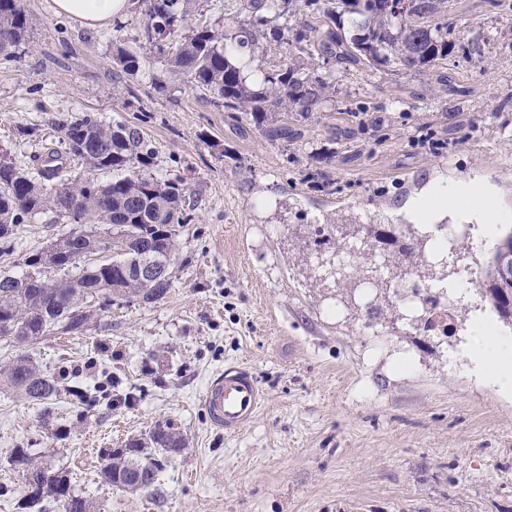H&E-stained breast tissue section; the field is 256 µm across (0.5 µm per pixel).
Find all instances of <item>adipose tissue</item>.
I'll list each match as a JSON object with an SVG mask.
<instances>
[{
    "mask_svg": "<svg viewBox=\"0 0 512 512\" xmlns=\"http://www.w3.org/2000/svg\"><path fill=\"white\" fill-rule=\"evenodd\" d=\"M55 12L96 28L111 23L127 13L128 0H53ZM413 222L436 224L476 223L477 237L493 239L500 224L512 221V215L499 209L494 197L481 190L476 181L453 184L433 183L406 206ZM465 354L480 376L490 381L512 380V354L496 344V330L491 323L473 325L465 343Z\"/></svg>",
    "mask_w": 512,
    "mask_h": 512,
    "instance_id": "ef3b65f1",
    "label": "adipose tissue"
}]
</instances>
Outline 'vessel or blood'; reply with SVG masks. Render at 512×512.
<instances>
[{
	"label": "vessel or blood",
	"instance_id": "1",
	"mask_svg": "<svg viewBox=\"0 0 512 512\" xmlns=\"http://www.w3.org/2000/svg\"><path fill=\"white\" fill-rule=\"evenodd\" d=\"M264 401L251 370L230 365L210 382L201 404L212 426L234 434L252 422Z\"/></svg>",
	"mask_w": 512,
	"mask_h": 512
}]
</instances>
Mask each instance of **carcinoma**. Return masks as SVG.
<instances>
[{"label":"carcinoma","mask_w":512,"mask_h":512,"mask_svg":"<svg viewBox=\"0 0 512 512\" xmlns=\"http://www.w3.org/2000/svg\"><path fill=\"white\" fill-rule=\"evenodd\" d=\"M134 16L114 20L117 33L134 31L139 50L116 48L113 64L135 72L152 61L170 79L207 92L210 102L264 134L288 138V122L336 109L339 76L331 64L360 66L382 78L416 72L455 52L448 25V0H224V15L205 18L207 0H132ZM33 19L23 0H0V60L19 59ZM288 36V59L270 60L267 34ZM58 140L20 158L0 147V258L14 255L20 226L50 216L71 224L60 236L66 255L43 267V251L21 256V271L0 270V339L15 346L46 336H79L94 315L112 306L155 303L171 288L180 229L193 221L196 201L185 177L159 173L158 151L141 130L108 122L91 112H67L52 119ZM384 253L395 272L413 271L425 280L434 272L410 262L415 237ZM124 246H110L113 238ZM512 251V230L495 247L480 275L479 293L498 318L512 326V271L499 261ZM157 268L140 277L137 260ZM0 386L41 406L44 425L54 423L58 401L90 408L112 399L93 383L60 369L48 372L21 352L0 367ZM186 448L171 422L102 450L101 481L131 491L158 493L164 462ZM25 464L35 477L53 474L22 512H46L53 500L60 512H94L75 493L69 471L33 460L30 449H13L9 464Z\"/></svg>","instance_id":"obj_1"}]
</instances>
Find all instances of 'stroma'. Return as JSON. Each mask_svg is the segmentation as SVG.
<instances>
[{
  "label": "stroma",
  "mask_w": 512,
  "mask_h": 512,
  "mask_svg": "<svg viewBox=\"0 0 512 512\" xmlns=\"http://www.w3.org/2000/svg\"><path fill=\"white\" fill-rule=\"evenodd\" d=\"M33 19L18 61H0V144L37 152L22 127L56 139L58 112H92L139 128L161 172L186 175L195 219L178 238L165 297L112 307L100 330L46 336L28 351L47 370L67 364L93 382L116 377L129 402L44 426L39 405L0 389V512L26 488L9 466L16 446L73 473L97 512H512V387L449 369L465 340L456 319L436 338L403 328L388 351L363 347L361 321L326 316L329 290L314 257L332 230L319 205L360 214L371 199L386 248L397 247L404 178L486 176L512 214V0H449L460 49L421 73L382 79L345 71L336 109L297 122V139L272 141L204 91L174 81L166 93L147 64L112 63V28L58 16L53 0H24ZM335 147L331 161L316 160ZM248 365L266 401L241 432L212 427L201 407L224 368ZM169 421L188 441L160 477L159 494L101 481L100 449Z\"/></svg>",
  "instance_id": "1"
}]
</instances>
